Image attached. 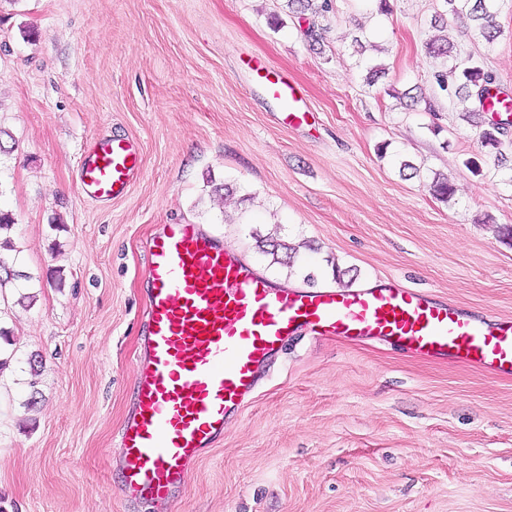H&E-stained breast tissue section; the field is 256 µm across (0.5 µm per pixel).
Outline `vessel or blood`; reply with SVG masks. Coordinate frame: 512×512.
<instances>
[{
	"instance_id": "vessel-or-blood-1",
	"label": "vessel or blood",
	"mask_w": 512,
	"mask_h": 512,
	"mask_svg": "<svg viewBox=\"0 0 512 512\" xmlns=\"http://www.w3.org/2000/svg\"><path fill=\"white\" fill-rule=\"evenodd\" d=\"M263 79L286 120L302 124L295 84L272 71ZM140 170L132 140H96L79 183L87 196L107 202L125 195ZM146 251L144 354L120 444L130 499L175 501L190 465L256 391L261 365L305 328L512 377V318L468 312L396 281L357 290L279 288L193 224L165 225Z\"/></svg>"
}]
</instances>
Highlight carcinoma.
Returning a JSON list of instances; mask_svg holds the SVG:
<instances>
[{"label":"carcinoma","mask_w":512,"mask_h":512,"mask_svg":"<svg viewBox=\"0 0 512 512\" xmlns=\"http://www.w3.org/2000/svg\"><path fill=\"white\" fill-rule=\"evenodd\" d=\"M444 12L456 20H461L478 33L486 42L492 43L502 35L501 26L496 23L498 2L500 0H441ZM290 13L308 21L307 38L317 42L322 28L318 19L324 18L332 10L331 0H287ZM427 50L434 58H444L451 62L448 68L435 73V80L440 91L459 99H477L473 111H486L485 101L494 84V77L483 62L468 55L461 57L454 51V46L447 39L435 38L427 43ZM500 113L503 117L497 121L488 120L479 131L481 148L490 154H500L505 127L512 126V98L502 101ZM433 195L441 199H450L454 187L446 177L434 176L429 184Z\"/></svg>","instance_id":"obj_1"}]
</instances>
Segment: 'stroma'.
<instances>
[{
    "label": "stroma",
    "instance_id": "obj_1",
    "mask_svg": "<svg viewBox=\"0 0 512 512\" xmlns=\"http://www.w3.org/2000/svg\"><path fill=\"white\" fill-rule=\"evenodd\" d=\"M332 6L314 43L286 0H0V211L14 221L0 256L29 276L0 289V512H512V378L308 330L175 504L120 490L145 243L162 225H202L281 286L392 277L512 317V242L495 231L512 224V170L482 154L487 114L440 91L425 48L447 37L512 95V0L491 44L432 26L441 0ZM257 62L300 88L306 124L255 88ZM112 137L136 141L141 173L102 204L78 174L87 144ZM437 174L450 201L428 188ZM271 240L292 266L260 251Z\"/></svg>",
    "mask_w": 512,
    "mask_h": 512
}]
</instances>
